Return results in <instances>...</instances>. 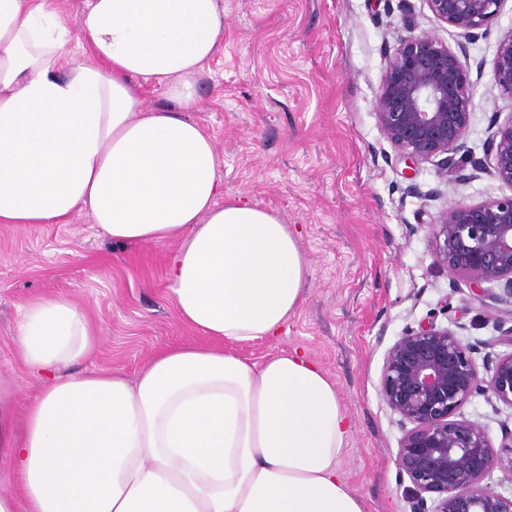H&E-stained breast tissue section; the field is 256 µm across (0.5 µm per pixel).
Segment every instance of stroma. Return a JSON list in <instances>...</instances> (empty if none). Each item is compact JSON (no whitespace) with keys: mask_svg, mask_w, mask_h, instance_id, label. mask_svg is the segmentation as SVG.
<instances>
[{"mask_svg":"<svg viewBox=\"0 0 512 512\" xmlns=\"http://www.w3.org/2000/svg\"><path fill=\"white\" fill-rule=\"evenodd\" d=\"M456 48L455 30L425 0H224V53L198 84L193 118L212 138L224 194L277 212L298 236L307 298L270 340L237 345L259 362L299 350L335 382L354 421L341 471L367 512H413L396 465L402 429L378 382L386 349L430 321L460 324L469 341L512 327V310L472 298L464 277L434 258L428 226L445 192L472 203L512 193L485 153L512 119L490 80L512 0L460 56L473 108L463 147L414 178L380 132L375 100L390 53L410 31ZM441 197H430L432 189ZM170 245L126 244L73 215L65 224H0V383L34 395L14 356L24 305L71 298L99 329L81 370L135 376L161 349L201 344L177 315L166 273Z\"/></svg>","mask_w":512,"mask_h":512,"instance_id":"obj_1","label":"stroma"}]
</instances>
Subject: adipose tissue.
Instances as JSON below:
<instances>
[{
  "mask_svg": "<svg viewBox=\"0 0 512 512\" xmlns=\"http://www.w3.org/2000/svg\"><path fill=\"white\" fill-rule=\"evenodd\" d=\"M74 39L89 58L66 57ZM223 50L224 0H86L73 30L57 0H0V224L78 213L123 243H174L172 302L206 339L133 379L79 373L97 328L69 297L29 301L15 354L41 385L20 415L0 385V512H365L327 373L298 352L223 348L278 335L306 276L277 213L223 199L190 118Z\"/></svg>",
  "mask_w": 512,
  "mask_h": 512,
  "instance_id": "ef3b65f1",
  "label": "adipose tissue"
}]
</instances>
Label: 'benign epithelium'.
<instances>
[{"instance_id": "obj_1", "label": "benign epithelium", "mask_w": 512, "mask_h": 512, "mask_svg": "<svg viewBox=\"0 0 512 512\" xmlns=\"http://www.w3.org/2000/svg\"><path fill=\"white\" fill-rule=\"evenodd\" d=\"M504 2L426 0L466 42L498 21ZM491 82L512 100V32L498 43ZM472 107L458 55L433 34L412 32L389 55L375 115L406 168L461 147ZM486 154L493 175L512 187V120L497 127ZM429 227L437 261L463 276L475 299L512 304V195L478 203L450 197ZM497 345L512 347V328L472 343L429 321L385 352L378 389L403 429L396 462L412 483L416 512H425L423 494L431 492L445 495L434 512H512V495L481 485L495 470L512 475V428L502 424L496 447L486 426L452 419L476 394L512 410V351L482 372L475 357Z\"/></svg>"}]
</instances>
